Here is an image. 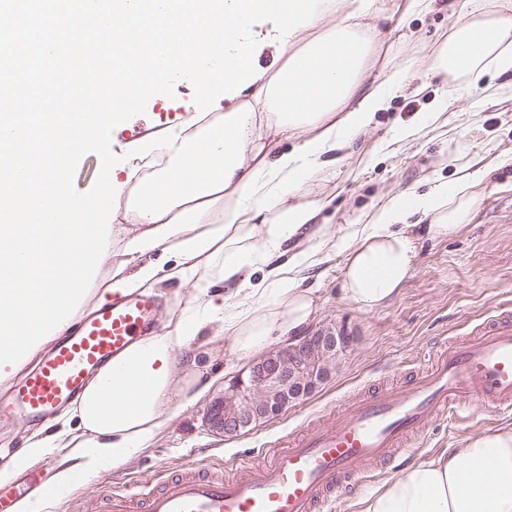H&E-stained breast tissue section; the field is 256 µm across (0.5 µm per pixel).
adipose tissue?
<instances>
[{
	"instance_id": "ef3b65f1",
	"label": "adipose tissue",
	"mask_w": 512,
	"mask_h": 512,
	"mask_svg": "<svg viewBox=\"0 0 512 512\" xmlns=\"http://www.w3.org/2000/svg\"><path fill=\"white\" fill-rule=\"evenodd\" d=\"M446 41L428 55L448 84L512 73V0H458ZM377 0H333L312 25L294 33L279 67L249 85L220 119L181 133L174 150H155L135 176L119 171L129 193L112 223L110 247L90 303L176 280L199 293L162 328L129 348L121 370L104 369L72 407L0 469V483L57 450L54 485L125 466L152 447L176 410L208 389L195 344L205 332L224 337L239 361L259 358L273 339L292 342L319 306L306 273L342 260L340 292L364 312L388 304L411 277L418 255L408 215L430 216L427 232L445 238L463 225L476 198L473 175L425 195L389 197L344 239L312 235L320 211L296 196L310 174L341 160L388 108L411 65L384 62L382 80L365 83L378 59L372 25ZM291 149H282L284 141ZM223 292L208 294L213 283ZM111 393H104V384ZM360 512H512V427L466 437L459 447L403 469L368 490Z\"/></svg>"
}]
</instances>
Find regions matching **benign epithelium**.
Wrapping results in <instances>:
<instances>
[{
    "label": "benign epithelium",
    "instance_id": "benign-epithelium-1",
    "mask_svg": "<svg viewBox=\"0 0 512 512\" xmlns=\"http://www.w3.org/2000/svg\"><path fill=\"white\" fill-rule=\"evenodd\" d=\"M354 342L345 326L327 323L296 345L270 349L211 402L209 428L224 437L242 435L308 400L333 378Z\"/></svg>",
    "mask_w": 512,
    "mask_h": 512
}]
</instances>
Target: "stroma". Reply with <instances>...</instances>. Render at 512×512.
<instances>
[{"label": "stroma", "instance_id": "stroma-1", "mask_svg": "<svg viewBox=\"0 0 512 512\" xmlns=\"http://www.w3.org/2000/svg\"><path fill=\"white\" fill-rule=\"evenodd\" d=\"M386 17L376 22L380 39L391 44L398 62H414L415 78L372 128L355 139L336 166L321 168L302 188L303 199L330 197L319 221L328 233L344 234L346 225L363 224L386 195L406 189L427 191L432 180L454 181L473 161L487 176L475 188L478 200L460 231L448 238H422L412 276L401 293L379 310L365 313L342 299L340 260L309 271V284L319 288L321 305L314 323L347 326L355 344L333 378L304 403L252 431L224 437L210 431L205 413L224 390L225 381L241 369L223 337L207 342L214 355L212 385L191 407L178 411L157 437L126 466L90 480H80L65 497L48 503L47 512H94L105 487L153 488L163 470L184 466L231 468L256 456L272 442L297 433L330 404L364 394L375 387H397L412 368L449 337L466 335L473 325L512 308V77L486 74L481 83L458 88L436 127L395 140V126H411L445 85L429 70L426 58L448 36L450 8L411 17L399 30L389 14L398 0H383ZM192 90L175 86L174 97L153 96L144 113L118 125L111 136L113 152L134 137L181 122L190 115ZM512 425L507 417L473 406L468 417L431 427L421 447L392 464L372 467L368 480L337 496L333 512H358V499L387 477L433 453L456 447L463 438Z\"/></svg>", "mask_w": 512, "mask_h": 512}]
</instances>
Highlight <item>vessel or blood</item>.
I'll return each mask as SVG.
<instances>
[{
  "label": "vessel or blood",
  "mask_w": 512,
  "mask_h": 512,
  "mask_svg": "<svg viewBox=\"0 0 512 512\" xmlns=\"http://www.w3.org/2000/svg\"><path fill=\"white\" fill-rule=\"evenodd\" d=\"M157 327L154 298L131 294L99 306L59 337L36 367L0 399V422L47 421L73 403L108 363ZM512 409V316L449 340L402 389H377L346 402L340 417L318 416L233 472L188 466L150 490H112L102 512H319L340 485L365 480L372 465L408 453L413 440L474 404Z\"/></svg>",
  "instance_id": "b4317fda"
}]
</instances>
